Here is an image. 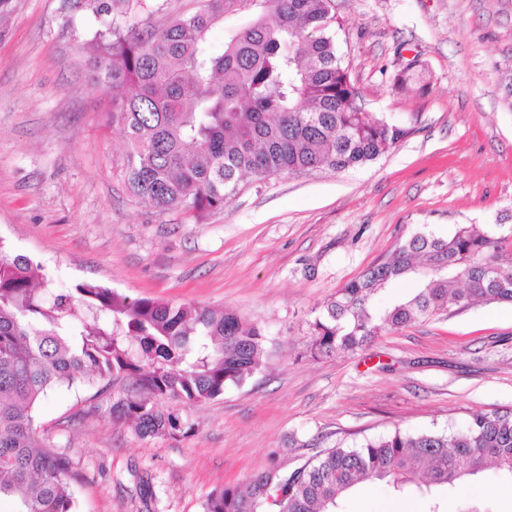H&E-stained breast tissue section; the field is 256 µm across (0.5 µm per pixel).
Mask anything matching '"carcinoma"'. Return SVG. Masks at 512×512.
<instances>
[{"mask_svg": "<svg viewBox=\"0 0 512 512\" xmlns=\"http://www.w3.org/2000/svg\"><path fill=\"white\" fill-rule=\"evenodd\" d=\"M166 0H70L95 19L91 83L110 97L127 143L130 193L159 210L199 218L224 208L241 176L264 179L376 160L412 127L359 104L336 47L334 0H197L163 22ZM227 19L224 48L209 32ZM413 64L395 78L413 92ZM491 229L459 225L446 236L416 234L348 282L312 324L314 358L353 352L381 328H401L476 302H512V258ZM419 287L389 307L376 294L401 279ZM463 282V287L453 284ZM44 266L0 239V497L16 512H79L81 475L46 447L36 410L76 383L131 394L113 415L144 437L191 430L155 400L201 403L264 366L267 337L226 310L131 299L83 281L52 291ZM512 478V414L477 413L450 432L396 430L334 448L290 473L276 458L246 489L210 494L203 512H336L369 482L395 492L448 489L488 467Z\"/></svg>", "mask_w": 512, "mask_h": 512, "instance_id": "1", "label": "carcinoma"}]
</instances>
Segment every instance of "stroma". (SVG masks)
I'll list each match as a JSON object with an SVG mask.
<instances>
[{
    "instance_id": "stroma-1",
    "label": "stroma",
    "mask_w": 512,
    "mask_h": 512,
    "mask_svg": "<svg viewBox=\"0 0 512 512\" xmlns=\"http://www.w3.org/2000/svg\"><path fill=\"white\" fill-rule=\"evenodd\" d=\"M65 0H0V238L57 287L88 280L132 298L237 313L270 342L263 369L202 403L158 400L187 434L142 437L112 414L127 394L75 385L37 410L48 448L84 481L80 512H203L277 454L317 453L394 430L458 428L512 413V304H476L312 359L324 304L400 240L460 224L496 228L512 251V0H336L340 49L366 111L413 131L344 171L246 176L195 220L131 197L126 139L89 88L93 22ZM425 93L395 89L412 58ZM442 512H512V480L483 475L441 493Z\"/></svg>"
}]
</instances>
